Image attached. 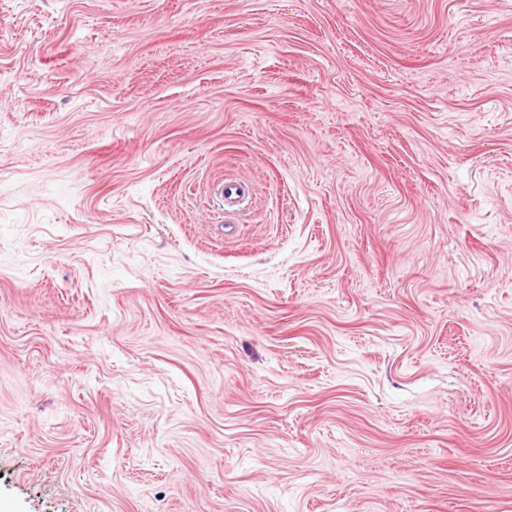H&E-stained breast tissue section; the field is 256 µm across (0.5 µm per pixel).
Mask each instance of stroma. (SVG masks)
Listing matches in <instances>:
<instances>
[{"label": "stroma", "mask_w": 512, "mask_h": 512, "mask_svg": "<svg viewBox=\"0 0 512 512\" xmlns=\"http://www.w3.org/2000/svg\"><path fill=\"white\" fill-rule=\"evenodd\" d=\"M0 512H512V0H0Z\"/></svg>", "instance_id": "stroma-1"}]
</instances>
